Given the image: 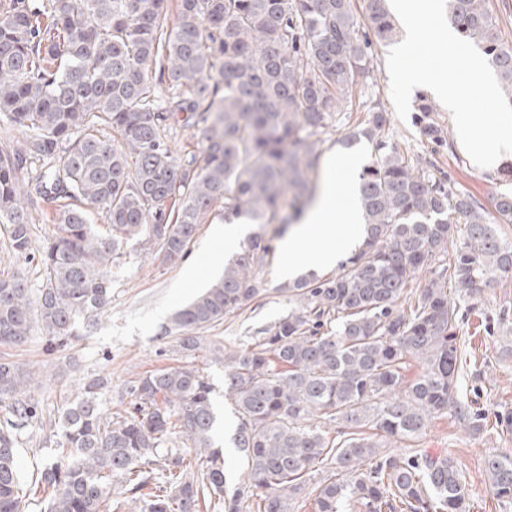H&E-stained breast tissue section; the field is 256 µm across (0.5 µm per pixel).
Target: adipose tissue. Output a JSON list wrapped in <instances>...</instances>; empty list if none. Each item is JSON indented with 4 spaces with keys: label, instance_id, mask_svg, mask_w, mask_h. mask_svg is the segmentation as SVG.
I'll list each match as a JSON object with an SVG mask.
<instances>
[{
    "label": "adipose tissue",
    "instance_id": "obj_1",
    "mask_svg": "<svg viewBox=\"0 0 512 512\" xmlns=\"http://www.w3.org/2000/svg\"><path fill=\"white\" fill-rule=\"evenodd\" d=\"M393 9L404 25L403 55H410L415 44L429 35L442 40L447 47H455L457 35L453 27L447 23L432 25L422 0H394ZM470 79L481 83L487 97H495L496 87L485 79L481 68H473ZM467 80L452 72L433 84L431 91L451 110L456 142L471 164L500 173L503 167L512 164V114L462 111L459 104L466 94ZM354 168L352 157L338 154L329 158L328 181L318 201L282 247L281 277L293 279L336 266L341 258L335 246L338 226L353 230L360 220L355 203L341 205L336 201L337 180L347 178Z\"/></svg>",
    "mask_w": 512,
    "mask_h": 512
}]
</instances>
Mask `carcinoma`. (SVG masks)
Instances as JSON below:
<instances>
[{
	"mask_svg": "<svg viewBox=\"0 0 512 512\" xmlns=\"http://www.w3.org/2000/svg\"><path fill=\"white\" fill-rule=\"evenodd\" d=\"M459 42L480 47L512 106V44L486 0H448ZM386 0H0V123L22 141L0 149V227L30 255L32 214L57 202V230L33 290L0 275V343L20 346L41 324L52 351L77 320L91 326L112 302L107 268L135 239L161 259L187 257L207 215L258 226L223 275L177 310L180 350L260 297L273 241L314 198L325 144L366 141L374 160L358 175L363 240L330 274L283 285L288 314L247 344H214L224 396L238 419L231 438L248 482L226 492L216 446L213 387L198 369L168 367L130 382L131 410L110 413L108 381L83 382L63 409V451L40 471V512H120L112 485L140 512H469L470 490L450 456H400L389 441L418 440L450 412L472 434L487 426L460 394L459 312L512 273V192L489 211L453 190L435 164L386 136L390 113L365 98L373 43L390 41ZM436 105L421 94L415 123L447 143ZM200 136L199 154L169 145L173 124ZM103 223H97L98 219ZM454 245L448 251V244ZM428 272L409 293L415 274ZM421 372L408 376L410 362ZM32 373L0 358V512H24L20 437L38 417ZM336 425V436L310 423ZM194 457L168 448L175 435ZM330 474L308 488L318 466ZM493 493L512 501V451L490 457Z\"/></svg>",
	"mask_w": 512,
	"mask_h": 512,
	"instance_id": "obj_1",
	"label": "carcinoma"
}]
</instances>
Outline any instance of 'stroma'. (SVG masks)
Segmentation results:
<instances>
[{"label":"stroma","instance_id":"obj_1","mask_svg":"<svg viewBox=\"0 0 512 512\" xmlns=\"http://www.w3.org/2000/svg\"><path fill=\"white\" fill-rule=\"evenodd\" d=\"M405 66L394 43H375L372 59V90L391 115L389 133L411 153L435 161L447 172L452 189L470 194L483 205H490L498 192L512 190L490 172H482L469 164L455 141L437 148L420 134L414 122L417 94L428 93V86L411 90L398 77ZM55 207L48 204L33 216L34 257H17L10 253L6 238L0 235V271L25 280L29 287L41 285L42 267L38 252L53 230ZM224 220L210 216L202 226L184 263L166 267L154 261L151 254L136 242L124 243L122 256L109 270L112 282V304L94 324H78L76 336L62 351L45 349L40 329H33L29 341L21 346L0 343V357L8 358L35 372L34 388L41 398L39 416L42 424L33 428L31 437L19 445V466L25 490H33L46 460L59 449L50 429L57 422L66 402L72 401L86 380L103 375L112 384L104 404L114 412L124 411L129 381L144 373L170 366L198 368L214 386L213 402L224 420V432H231L235 417L232 403L224 396V365L208 351L213 343L233 344L253 336L257 328L272 323L288 311V296L282 293L277 263H270L262 273L264 291L241 314L224 320L204 331L205 349L195 355L181 353L174 336L164 328L173 313L189 302L224 272L225 262L241 247L240 240L225 239ZM196 266V277H188L187 266ZM460 344L467 358L462 392L475 410L495 417L512 411V357L502 349L512 343V275L496 278L475 304L463 309ZM393 452L403 455L445 454L462 470L470 488V512H512V502L494 495L483 468L486 457L512 449V432L488 424L484 433L470 434L464 422L451 415L430 421L419 441H395Z\"/></svg>","mask_w":512,"mask_h":512}]
</instances>
